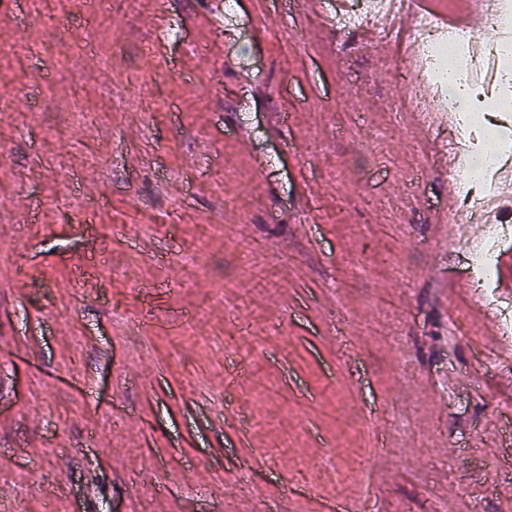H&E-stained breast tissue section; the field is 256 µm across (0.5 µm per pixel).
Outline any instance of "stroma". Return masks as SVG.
<instances>
[{
    "mask_svg": "<svg viewBox=\"0 0 512 512\" xmlns=\"http://www.w3.org/2000/svg\"><path fill=\"white\" fill-rule=\"evenodd\" d=\"M214 2L0 0V497L512 512V350L435 222L409 18ZM383 1L386 0H363L361 3L365 7L356 9L349 14L337 13L334 18L336 30L343 34L354 33L363 27L364 19L367 14L376 16L383 22L386 18V10Z\"/></svg>",
    "mask_w": 512,
    "mask_h": 512,
    "instance_id": "stroma-1",
    "label": "stroma"
}]
</instances>
